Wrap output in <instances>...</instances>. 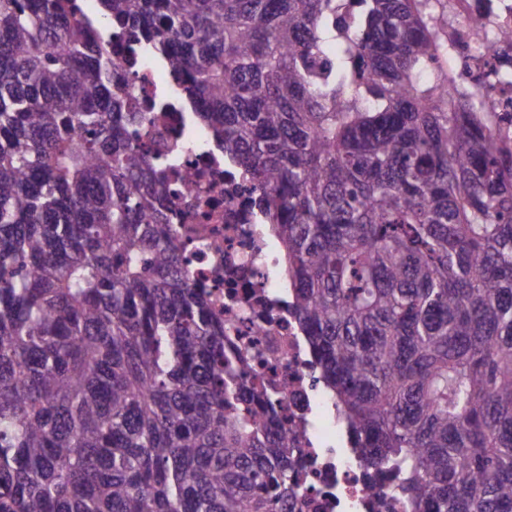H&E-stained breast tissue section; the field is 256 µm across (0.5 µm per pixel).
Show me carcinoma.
Here are the masks:
<instances>
[{
  "mask_svg": "<svg viewBox=\"0 0 512 512\" xmlns=\"http://www.w3.org/2000/svg\"><path fill=\"white\" fill-rule=\"evenodd\" d=\"M258 193L368 469L512 512V148L432 0H98ZM125 75L74 0H0V512H283L272 398L181 271Z\"/></svg>",
  "mask_w": 512,
  "mask_h": 512,
  "instance_id": "cac0c4a2",
  "label": "carcinoma"
}]
</instances>
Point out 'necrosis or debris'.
Returning <instances> with one entry per match:
<instances>
[{
    "label": "necrosis or debris",
    "instance_id": "obj_1",
    "mask_svg": "<svg viewBox=\"0 0 512 512\" xmlns=\"http://www.w3.org/2000/svg\"><path fill=\"white\" fill-rule=\"evenodd\" d=\"M439 9L448 43L440 63L456 92L477 99L492 130L512 139V0H442ZM106 41L115 65L132 74L128 95L157 155L181 270L223 320L225 341L247 353L249 381L278 392L288 445L301 457L288 512H410L344 444L348 431L290 306L286 254L246 181L149 48L124 33Z\"/></svg>",
    "mask_w": 512,
    "mask_h": 512
}]
</instances>
